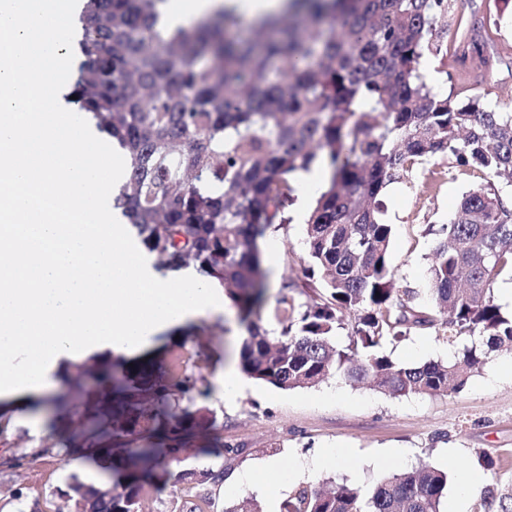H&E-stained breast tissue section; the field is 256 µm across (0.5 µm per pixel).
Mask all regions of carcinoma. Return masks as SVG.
I'll use <instances>...</instances> for the list:
<instances>
[{
    "label": "carcinoma",
    "instance_id": "cac0c4a2",
    "mask_svg": "<svg viewBox=\"0 0 512 512\" xmlns=\"http://www.w3.org/2000/svg\"><path fill=\"white\" fill-rule=\"evenodd\" d=\"M293 2L242 37L229 12L172 29L168 0H85L73 93L124 151L112 208L161 267L192 266L225 288L246 328L245 376L284 391L331 375L395 397L457 391L489 352L512 349V314L494 295L500 278L512 279V112L426 82L422 61L441 53L455 0ZM485 45L473 22L456 55L486 63ZM437 156L481 183L439 231L424 307L397 286L381 197ZM315 163L329 176L306 221L304 280L283 284L268 313L275 335L262 324L259 239L291 222L294 175ZM429 329L456 348L453 359L406 365L383 350ZM202 351L194 344L178 363L131 365L106 352L63 362L57 375L79 395L81 437L62 406L59 433L0 457V467L33 469L79 444L112 470V493L74 482L77 512H143L146 490L216 426L201 405L210 395L195 372ZM447 494L448 473L423 463L365 494L300 486L279 512H441ZM476 509L512 512V490L485 487Z\"/></svg>",
    "mask_w": 512,
    "mask_h": 512
}]
</instances>
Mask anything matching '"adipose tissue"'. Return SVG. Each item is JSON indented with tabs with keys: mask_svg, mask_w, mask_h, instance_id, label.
I'll list each match as a JSON object with an SVG mask.
<instances>
[{
	"mask_svg": "<svg viewBox=\"0 0 512 512\" xmlns=\"http://www.w3.org/2000/svg\"><path fill=\"white\" fill-rule=\"evenodd\" d=\"M283 0H169L170 27L228 8L253 19ZM72 4L0 0V184L82 205L83 227L16 195L0 210V400L20 407L51 381L59 359L135 356L155 336L223 313L224 290L202 277L164 276L112 207L127 169L87 120L67 119Z\"/></svg>",
	"mask_w": 512,
	"mask_h": 512,
	"instance_id": "obj_1",
	"label": "adipose tissue"
}]
</instances>
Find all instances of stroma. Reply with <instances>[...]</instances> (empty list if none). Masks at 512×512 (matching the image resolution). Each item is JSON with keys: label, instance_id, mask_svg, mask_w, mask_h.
<instances>
[{"label": "stroma", "instance_id": "stroma-1", "mask_svg": "<svg viewBox=\"0 0 512 512\" xmlns=\"http://www.w3.org/2000/svg\"><path fill=\"white\" fill-rule=\"evenodd\" d=\"M499 0H456L457 14L470 19L498 20L486 35L495 56L489 67L462 66L453 48L459 37L449 26L444 44L448 51L427 58L425 67L440 71L442 93H465L479 87L488 106L512 112V22L498 17ZM472 173L452 167L439 157L420 166L410 182L390 185L384 194L387 221L393 226L391 259L397 284L403 288L427 286L433 261L435 232L449 223L462 196L477 185ZM291 223L268 230L278 249L262 256L268 272L265 302L274 306L283 282L302 281L306 261L305 221L290 208ZM216 346L197 361L211 393L206 401L223 429L220 438L230 446L224 455L196 454L175 465V479L164 491H148L147 512H184L200 495L213 501L204 512H224L241 496L255 498L265 512H277L280 502L299 485L328 487L341 483L367 490L385 474L421 463L448 473L445 512H473L474 497L459 498L458 471L467 469L480 485L512 483V374L504 372L512 352H490L482 370L459 391L444 396L393 397L359 384L351 386L329 378L312 388L282 391L245 379L236 399L225 400L221 383L224 355L235 352L245 328L233 302L223 314L200 322ZM394 360L419 364L431 359H452L454 350L435 331L428 330L387 345ZM327 448L349 450L339 464L316 468L312 462ZM307 466L292 483L270 492L239 484L247 470L274 463ZM223 471L220 485H200L184 479L185 471ZM89 481L86 472L69 461L49 457L32 470L0 469V512H73L66 499L73 480Z\"/></svg>", "mask_w": 512, "mask_h": 512}]
</instances>
